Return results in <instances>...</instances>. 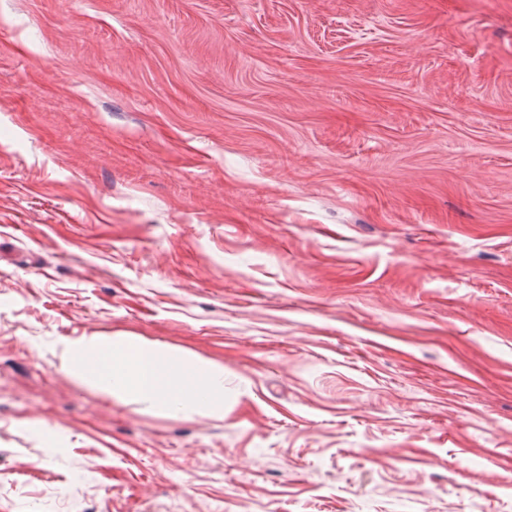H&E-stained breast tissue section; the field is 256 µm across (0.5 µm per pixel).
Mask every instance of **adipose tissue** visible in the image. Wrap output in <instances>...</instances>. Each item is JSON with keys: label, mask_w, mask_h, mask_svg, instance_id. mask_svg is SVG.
<instances>
[{"label": "adipose tissue", "mask_w": 512, "mask_h": 512, "mask_svg": "<svg viewBox=\"0 0 512 512\" xmlns=\"http://www.w3.org/2000/svg\"><path fill=\"white\" fill-rule=\"evenodd\" d=\"M55 356L62 373L115 401L168 416H224L223 366L186 351L137 336L92 333L60 341Z\"/></svg>", "instance_id": "obj_1"}]
</instances>
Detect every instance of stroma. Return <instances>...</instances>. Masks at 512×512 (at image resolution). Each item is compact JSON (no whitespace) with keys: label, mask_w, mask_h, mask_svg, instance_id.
Returning a JSON list of instances; mask_svg holds the SVG:
<instances>
[{"label":"stroma","mask_w":512,"mask_h":512,"mask_svg":"<svg viewBox=\"0 0 512 512\" xmlns=\"http://www.w3.org/2000/svg\"><path fill=\"white\" fill-rule=\"evenodd\" d=\"M0 512H512V0H0ZM55 356L70 378L148 412L224 417V366L138 336L99 333L63 340Z\"/></svg>","instance_id":"35a3bbf8"}]
</instances>
